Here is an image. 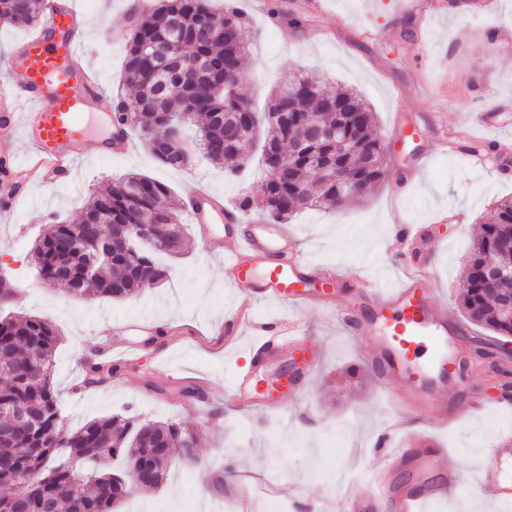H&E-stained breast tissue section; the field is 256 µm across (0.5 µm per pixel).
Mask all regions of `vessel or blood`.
<instances>
[{
    "label": "vessel or blood",
    "mask_w": 512,
    "mask_h": 512,
    "mask_svg": "<svg viewBox=\"0 0 512 512\" xmlns=\"http://www.w3.org/2000/svg\"><path fill=\"white\" fill-rule=\"evenodd\" d=\"M83 39L77 11L52 6L20 51L0 59V103L12 115L6 138H0V157L21 172L33 164L42 167L43 180L49 185L68 181L74 160L87 142L85 115L101 107L102 81L79 52ZM20 133L32 146V161H24L12 148ZM186 212L196 224L217 217L240 226L232 247L224 252V274L246 302L274 299L298 308L321 298L324 285L348 293L350 305L337 306L336 312L367 350L377 378L399 382L401 390L391 395V403L411 402L429 409L427 427L447 428L451 410L440 395L448 385L462 380L458 350L464 331L438 306L437 294L426 288L425 265H406L400 284L376 295L357 286L347 272L309 271L299 257L297 240L282 225L246 217L209 191L192 195ZM252 329L258 338L255 349L269 363L306 339L303 327L291 320L256 322ZM230 394L247 410L281 407L254 368L235 376ZM411 454L418 482L399 490L385 472H368L363 488H338L341 512H418L419 505L456 486V477L440 482L428 476L440 449L417 447ZM493 457L494 465L483 467L477 481L492 500L511 501L512 475H505L499 466L500 461L512 459L511 435L500 438Z\"/></svg>",
    "instance_id": "vessel-or-blood-1"
}]
</instances>
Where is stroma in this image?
<instances>
[{
	"instance_id": "stroma-1",
	"label": "stroma",
	"mask_w": 512,
	"mask_h": 512,
	"mask_svg": "<svg viewBox=\"0 0 512 512\" xmlns=\"http://www.w3.org/2000/svg\"><path fill=\"white\" fill-rule=\"evenodd\" d=\"M91 28L82 50L100 72L106 101L123 92L125 29L120 22L127 0H71ZM416 11L395 13L393 0H236L248 21L242 91L257 111L298 70L317 73L327 92L356 90L376 114L385 147L386 178L363 201L321 208L288 219L286 227L314 269H356L367 287H387L404 275L406 261L427 262L430 287L453 320L457 282L470 242L488 222L498 200L512 196V171H501L502 155L492 154L488 170L470 167L444 145L452 137L470 148L488 134L472 123L476 112L496 113L500 136L512 137V0H418ZM276 17H269V9ZM427 130L421 140L401 141L408 124ZM88 151L77 162L69 183L19 185L16 172H0V207L11 206L0 223V274L19 286L17 300L0 302V315L50 318L60 344L53 385L71 429L112 415L177 421L197 438L195 462H175L158 488L133 489L119 512H236L228 489L234 483L270 479L267 505L292 503L297 512H336L330 494L341 482L361 483L366 472L388 466L394 486L415 473L412 455L392 456L380 446L387 422L400 424L396 444L407 449L430 439L443 450L434 475L454 471L455 489L423 512H482L490 497L476 481L497 438L512 432V342H493L490 352L472 358L447 401H478L482 413L454 418L447 431L422 430L414 411L389 407L361 348L336 314L334 303L318 301L298 310L285 302L259 301L248 313L258 321L295 318L307 329V345L319 353L312 367L285 357L292 372L304 377L285 397L281 411H244L229 389L239 370L250 366L255 338L242 327L236 342L217 333L224 314L240 305L236 288L224 276L225 248L232 240L226 225L190 224L187 251L168 263L161 284L128 300L98 296L66 297L44 286L28 262L33 241L48 224L77 221L91 193L130 172L151 175L182 198L198 189L222 194L236 205L243 191H259L257 153L238 179L225 177L203 154L185 171L162 168L145 147L127 156L95 153L108 138V120H88ZM431 155L408 186L398 174L411 168L418 150ZM398 224L428 225L434 242L429 253L398 251ZM160 327L154 348L143 346L137 320ZM127 325L112 336V357L124 370L104 385L83 384L85 346L104 327ZM201 399H189L186 388Z\"/></svg>"
}]
</instances>
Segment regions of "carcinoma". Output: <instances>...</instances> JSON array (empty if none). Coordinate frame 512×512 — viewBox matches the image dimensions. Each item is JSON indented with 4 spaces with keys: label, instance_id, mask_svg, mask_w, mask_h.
Wrapping results in <instances>:
<instances>
[{
    "label": "carcinoma",
    "instance_id": "1",
    "mask_svg": "<svg viewBox=\"0 0 512 512\" xmlns=\"http://www.w3.org/2000/svg\"><path fill=\"white\" fill-rule=\"evenodd\" d=\"M211 0H158L138 18L126 38L123 84L135 90L113 101L112 122L138 134L143 143L161 134L167 140L149 147L163 166L182 170L199 151L233 176L245 165L242 151L259 143L258 163L265 171L258 196L243 192L239 208H260L277 223L324 206L341 207L367 198L384 179L383 144L374 112L353 90L323 92L316 75L298 74L274 93L258 117L240 92L245 18L229 3L215 12ZM45 0H0V24L32 27ZM148 44L176 61L159 70L144 54ZM288 113V121L276 113ZM318 124L343 127L355 149L336 157L325 141L307 142ZM350 169L367 183L361 193H343L317 175L314 164ZM182 199L165 183L129 173L95 191L79 222H57L35 239L28 254L47 285L72 297L93 294L130 299L167 277L158 255L179 256L185 246L179 213ZM104 224H130L145 235L129 245L103 233ZM475 266L463 267L459 309L471 324L502 338H512V319L498 300L512 284L489 288L478 268L489 258L512 257V199L499 202L490 222L481 226L469 252ZM58 333L43 316L0 317V344L11 348V364L0 366V415L16 405H34L31 416L15 422L12 440L0 442V512L18 496L37 507L52 503L53 512H114L130 493L129 473L153 472L145 489L167 478L168 458L193 443L192 434L173 421H143L121 416L66 428L52 383ZM119 367L110 360L85 364L84 384L98 386Z\"/></svg>",
    "mask_w": 512,
    "mask_h": 512
}]
</instances>
